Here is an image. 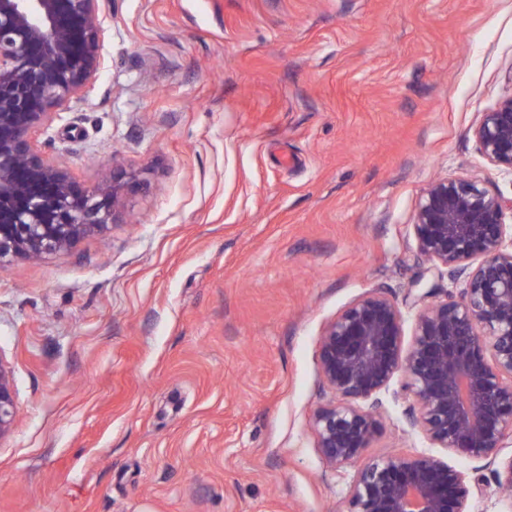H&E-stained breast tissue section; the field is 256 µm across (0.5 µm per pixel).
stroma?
Masks as SVG:
<instances>
[{"label":"stroma","mask_w":512,"mask_h":512,"mask_svg":"<svg viewBox=\"0 0 512 512\" xmlns=\"http://www.w3.org/2000/svg\"><path fill=\"white\" fill-rule=\"evenodd\" d=\"M104 65L39 136L76 185L150 168L133 221L0 271L20 418L0 512H345L327 322L424 265L433 178L512 197L472 129L512 95V0H104ZM394 379L368 453L437 452Z\"/></svg>","instance_id":"obj_1"}]
</instances>
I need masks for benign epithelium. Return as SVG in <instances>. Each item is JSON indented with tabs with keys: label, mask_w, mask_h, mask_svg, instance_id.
Instances as JSON below:
<instances>
[{
	"label": "benign epithelium",
	"mask_w": 512,
	"mask_h": 512,
	"mask_svg": "<svg viewBox=\"0 0 512 512\" xmlns=\"http://www.w3.org/2000/svg\"><path fill=\"white\" fill-rule=\"evenodd\" d=\"M101 0H0V269L18 259L69 250L126 221L125 198L148 172L112 163V176L78 187L46 156L38 136L79 101L103 66ZM492 166L512 172V96L473 128ZM507 200L476 179L439 178L412 216L419 258L461 278L459 298L405 316L383 289L353 301L322 331L320 374L333 400L315 408L316 447L333 467H356L345 512H468L473 486L433 454L392 451L367 458L383 425L379 395L396 375L412 399L409 416L449 454L496 463L512 440V231ZM19 418L13 371L0 356V440ZM496 492L512 499V459L495 470Z\"/></svg>",
	"instance_id": "1"
}]
</instances>
